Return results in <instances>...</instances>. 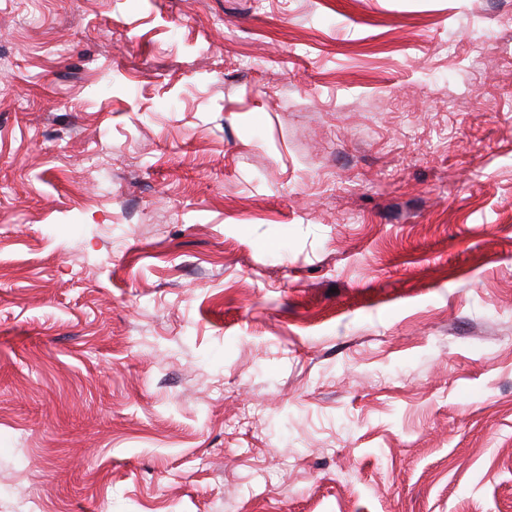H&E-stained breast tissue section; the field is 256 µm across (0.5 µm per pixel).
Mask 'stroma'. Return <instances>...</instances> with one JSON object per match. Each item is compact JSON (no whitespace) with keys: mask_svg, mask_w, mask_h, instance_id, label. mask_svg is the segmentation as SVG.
I'll use <instances>...</instances> for the list:
<instances>
[{"mask_svg":"<svg viewBox=\"0 0 512 512\" xmlns=\"http://www.w3.org/2000/svg\"><path fill=\"white\" fill-rule=\"evenodd\" d=\"M512 0H0V512H512Z\"/></svg>","mask_w":512,"mask_h":512,"instance_id":"stroma-1","label":"stroma"}]
</instances>
